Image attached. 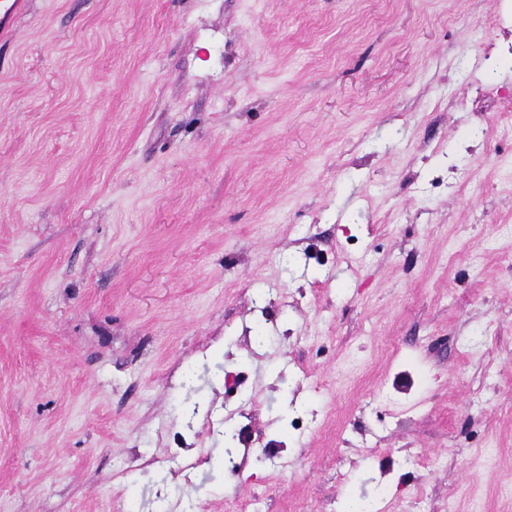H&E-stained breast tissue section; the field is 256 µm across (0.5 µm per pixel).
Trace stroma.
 <instances>
[{
    "label": "stroma",
    "mask_w": 512,
    "mask_h": 512,
    "mask_svg": "<svg viewBox=\"0 0 512 512\" xmlns=\"http://www.w3.org/2000/svg\"><path fill=\"white\" fill-rule=\"evenodd\" d=\"M502 8L28 0L0 512H512Z\"/></svg>",
    "instance_id": "obj_1"
}]
</instances>
